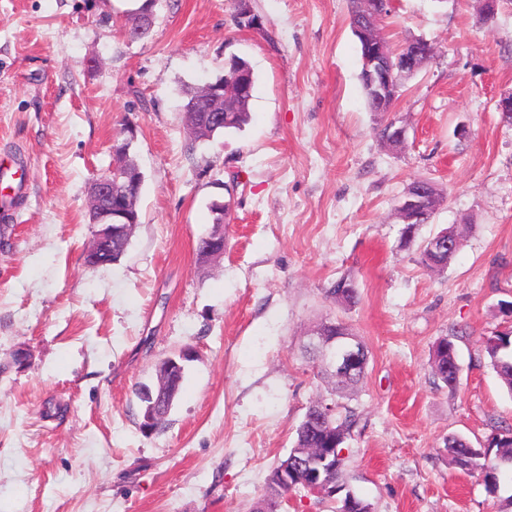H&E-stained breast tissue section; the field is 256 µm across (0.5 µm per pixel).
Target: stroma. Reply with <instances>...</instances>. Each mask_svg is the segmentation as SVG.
Segmentation results:
<instances>
[{
	"label": "stroma",
	"mask_w": 512,
	"mask_h": 512,
	"mask_svg": "<svg viewBox=\"0 0 512 512\" xmlns=\"http://www.w3.org/2000/svg\"><path fill=\"white\" fill-rule=\"evenodd\" d=\"M158 0L128 41L126 0H0V512H254L326 383L303 356L336 316L369 350L350 401L345 475L373 512H512L448 463L444 441L512 433V395L481 351L512 326V0H393L378 27L435 53L392 112L369 111L349 0ZM246 59L256 84L239 133L191 141L185 91ZM393 120L399 147L378 130ZM466 135H459V128ZM144 174L140 222L116 264L87 267L92 180L127 130ZM426 179L445 201L405 241L397 208ZM231 204L219 262L200 265L213 201ZM457 226L438 273L419 247ZM359 302L327 298L340 279ZM457 350L456 389L431 354ZM192 348L162 431L140 429L141 386ZM26 352L17 364V352Z\"/></svg>",
	"instance_id": "35a3bbf8"
}]
</instances>
